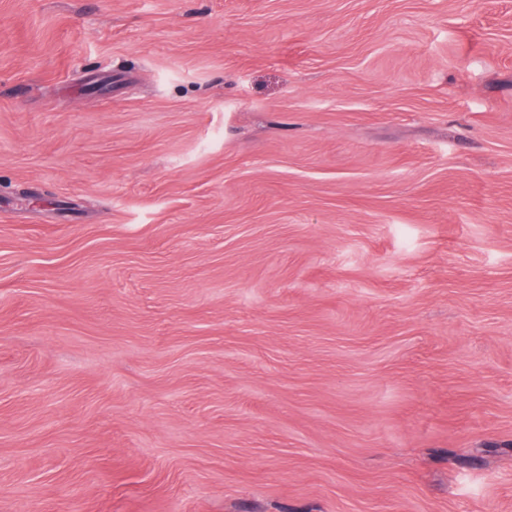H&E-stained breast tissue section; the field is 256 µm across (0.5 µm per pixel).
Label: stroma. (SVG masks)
<instances>
[{"mask_svg": "<svg viewBox=\"0 0 512 512\" xmlns=\"http://www.w3.org/2000/svg\"><path fill=\"white\" fill-rule=\"evenodd\" d=\"M0 512H512V0H0Z\"/></svg>", "mask_w": 512, "mask_h": 512, "instance_id": "1", "label": "stroma"}]
</instances>
